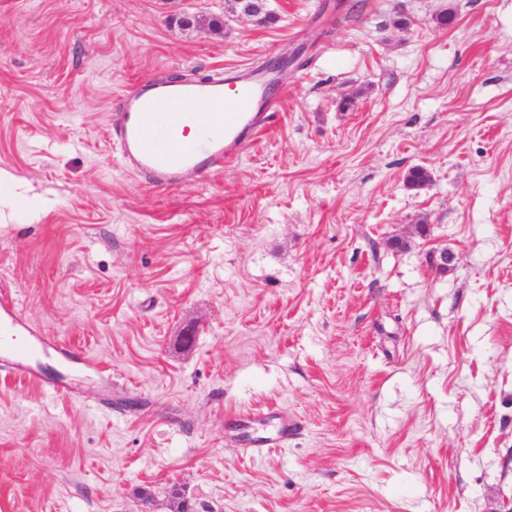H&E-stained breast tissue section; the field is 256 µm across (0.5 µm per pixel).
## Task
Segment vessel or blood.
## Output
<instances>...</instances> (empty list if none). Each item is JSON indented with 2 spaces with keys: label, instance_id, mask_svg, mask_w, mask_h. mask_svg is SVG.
I'll use <instances>...</instances> for the list:
<instances>
[{
  "label": "vessel or blood",
  "instance_id": "b4317fda",
  "mask_svg": "<svg viewBox=\"0 0 512 512\" xmlns=\"http://www.w3.org/2000/svg\"><path fill=\"white\" fill-rule=\"evenodd\" d=\"M262 85V79L257 78L242 86L232 108L226 111L190 112L186 103L209 106L223 100V75L162 84L137 81L122 96L120 118L109 125L110 139L126 165L144 176L154 189L165 190L177 184L186 170L210 176L238 159L257 131L275 120L277 105L265 100ZM191 125L196 128L197 141L189 148L181 142L179 130ZM49 351L74 367L85 358L78 348L46 341L23 316L11 289L1 288L0 371L25 377L51 396L77 399L76 388L46 379L37 371L36 358ZM298 430V422L279 418L274 436L255 438L248 449L258 456L267 448L287 447Z\"/></svg>",
  "mask_w": 512,
  "mask_h": 512
}]
</instances>
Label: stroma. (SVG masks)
Masks as SVG:
<instances>
[{
    "label": "stroma",
    "instance_id": "obj_1",
    "mask_svg": "<svg viewBox=\"0 0 512 512\" xmlns=\"http://www.w3.org/2000/svg\"><path fill=\"white\" fill-rule=\"evenodd\" d=\"M351 2L0 0V282L96 362L41 361L77 402L0 376V512L512 505V0ZM284 54L222 172L158 191L111 146L134 82ZM244 410L301 428L256 457Z\"/></svg>",
    "mask_w": 512,
    "mask_h": 512
}]
</instances>
